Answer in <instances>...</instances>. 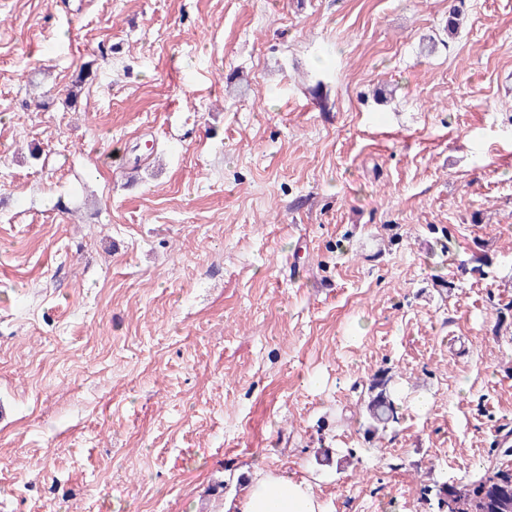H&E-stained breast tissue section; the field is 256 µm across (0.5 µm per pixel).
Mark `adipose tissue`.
<instances>
[{"mask_svg": "<svg viewBox=\"0 0 512 512\" xmlns=\"http://www.w3.org/2000/svg\"><path fill=\"white\" fill-rule=\"evenodd\" d=\"M240 512H321V510L308 484L262 471L250 482Z\"/></svg>", "mask_w": 512, "mask_h": 512, "instance_id": "ef3b65f1", "label": "adipose tissue"}]
</instances>
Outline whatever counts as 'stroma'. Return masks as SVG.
<instances>
[{"label": "stroma", "instance_id": "stroma-1", "mask_svg": "<svg viewBox=\"0 0 512 512\" xmlns=\"http://www.w3.org/2000/svg\"><path fill=\"white\" fill-rule=\"evenodd\" d=\"M462 16L0 0V512H236L259 467L437 512L512 465V0ZM391 376L388 371L374 374L368 387V400L365 405V419L368 433L375 434L379 430L386 431L392 423L399 420L395 401L390 391Z\"/></svg>", "mask_w": 512, "mask_h": 512}]
</instances>
